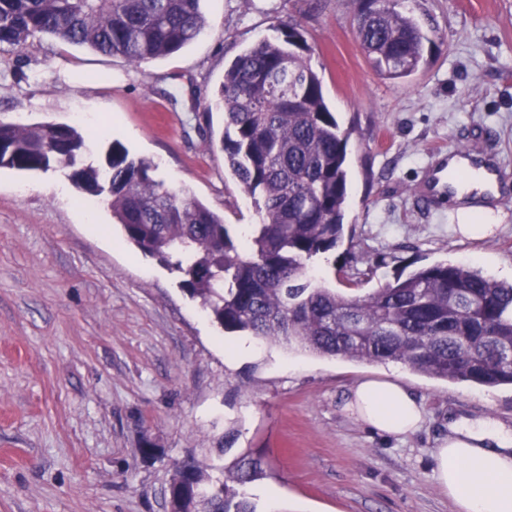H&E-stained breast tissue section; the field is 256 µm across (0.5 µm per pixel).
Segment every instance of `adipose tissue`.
I'll return each instance as SVG.
<instances>
[{
    "label": "adipose tissue",
    "mask_w": 512,
    "mask_h": 512,
    "mask_svg": "<svg viewBox=\"0 0 512 512\" xmlns=\"http://www.w3.org/2000/svg\"><path fill=\"white\" fill-rule=\"evenodd\" d=\"M345 410L371 431L394 438L416 432L425 420L422 402L391 380H359ZM431 458L433 476L458 512H512V429L491 420L449 419Z\"/></svg>",
    "instance_id": "ef3b65f1"
}]
</instances>
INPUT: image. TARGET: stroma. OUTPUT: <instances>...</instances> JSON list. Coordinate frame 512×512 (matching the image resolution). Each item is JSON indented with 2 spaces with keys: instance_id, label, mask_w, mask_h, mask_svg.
<instances>
[{
  "instance_id": "35a3bbf8",
  "label": "stroma",
  "mask_w": 512,
  "mask_h": 512,
  "mask_svg": "<svg viewBox=\"0 0 512 512\" xmlns=\"http://www.w3.org/2000/svg\"><path fill=\"white\" fill-rule=\"evenodd\" d=\"M204 33L131 68L119 56L43 36L0 78V118L100 131L152 160L155 176L242 236L261 216L224 168V67L297 21L348 143L344 237L310 273L364 295L438 262L512 282V200L493 234L463 237L475 215L422 203L437 152L496 154L512 177V0H402L433 42L425 68L391 80L368 64L353 0H203ZM180 272L129 244L111 209L67 171L0 169V512H168L173 460L225 464L249 451L266 478L257 512H455L430 450L449 417L512 428V387L437 380L399 363L291 352L224 333ZM394 376L425 405L399 441L343 410L358 380ZM225 454H218V447Z\"/></svg>"
}]
</instances>
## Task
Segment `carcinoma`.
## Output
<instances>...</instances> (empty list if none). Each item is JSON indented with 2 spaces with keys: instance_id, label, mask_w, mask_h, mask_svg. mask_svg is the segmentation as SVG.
<instances>
[{
  "instance_id": "1",
  "label": "carcinoma",
  "mask_w": 512,
  "mask_h": 512,
  "mask_svg": "<svg viewBox=\"0 0 512 512\" xmlns=\"http://www.w3.org/2000/svg\"><path fill=\"white\" fill-rule=\"evenodd\" d=\"M201 2L0 0V62L46 35L139 68L202 33ZM356 2L357 36L374 70L396 80L427 64L431 40L397 0ZM282 34L237 55L216 92L224 167L263 214L243 245L223 216L171 191L120 143L103 167L84 163L88 133L67 123L0 121V168L71 169L127 242L184 273L183 287L226 332L318 356L397 362L446 382L512 386V283L448 262L364 297L308 278L310 261L343 238L350 133L326 103L298 23L283 24ZM264 475L250 453L224 467L190 455L173 464L169 490L182 512H256L243 487Z\"/></svg>"
}]
</instances>
